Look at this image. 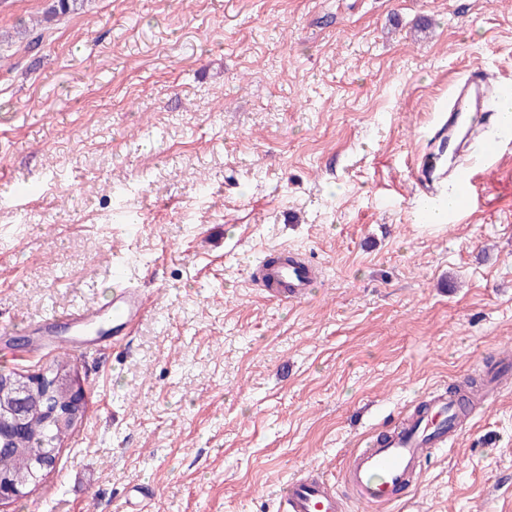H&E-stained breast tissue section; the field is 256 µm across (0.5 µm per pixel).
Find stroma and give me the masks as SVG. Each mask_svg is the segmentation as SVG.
Instances as JSON below:
<instances>
[{
  "instance_id": "stroma-1",
  "label": "stroma",
  "mask_w": 512,
  "mask_h": 512,
  "mask_svg": "<svg viewBox=\"0 0 512 512\" xmlns=\"http://www.w3.org/2000/svg\"><path fill=\"white\" fill-rule=\"evenodd\" d=\"M51 4L0 0V370L52 365L15 324L105 299L115 264L156 299L72 356L85 417L0 512H120L136 483L149 512H278L512 351V142L452 223L411 178L469 65L512 86V0ZM281 246L323 270L307 300L250 279ZM377 512H512V381Z\"/></svg>"
}]
</instances>
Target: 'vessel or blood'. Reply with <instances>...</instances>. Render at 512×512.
Listing matches in <instances>:
<instances>
[{
  "label": "vessel or blood",
  "instance_id": "obj_1",
  "mask_svg": "<svg viewBox=\"0 0 512 512\" xmlns=\"http://www.w3.org/2000/svg\"><path fill=\"white\" fill-rule=\"evenodd\" d=\"M503 88L483 63L471 64L458 81L448 100L447 114L434 131L435 139L448 148L454 162L445 172H437L429 158L416 166L419 196L437 205L444 195L461 200L470 207L474 199L473 162L470 158L473 137L454 140L461 127L475 128L489 122L491 111L486 102L500 95ZM252 275L265 287L270 298L281 302L305 298L320 281L319 267L307 258L285 266L256 264ZM117 284L105 300L55 311L38 323L43 335L49 336L50 350L65 349L76 353L86 349L87 339L98 328L111 329L113 340L132 334L147 316L148 296L136 286L123 268H116ZM456 401L446 394L429 396L424 411L407 428L385 434L357 449L345 467L343 479L354 497L362 504L381 507L393 503L419 475L423 459L435 448L446 446L458 431L454 416ZM343 505L335 488L324 478H292L282 497V512H342Z\"/></svg>",
  "mask_w": 512,
  "mask_h": 512
}]
</instances>
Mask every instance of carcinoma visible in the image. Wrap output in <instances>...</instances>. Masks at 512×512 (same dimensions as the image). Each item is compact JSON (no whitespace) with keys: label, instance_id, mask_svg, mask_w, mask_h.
I'll list each match as a JSON object with an SVG mask.
<instances>
[{"label":"carcinoma","instance_id":"1","mask_svg":"<svg viewBox=\"0 0 512 512\" xmlns=\"http://www.w3.org/2000/svg\"><path fill=\"white\" fill-rule=\"evenodd\" d=\"M83 3L84 0H53L44 21L67 15ZM69 368L68 362L59 360L45 371L25 379L29 395L23 407L24 426L0 439V480L8 484L17 476L27 478L18 495L20 499L53 469L63 439L84 417L82 409L78 420L72 421L68 415L71 397L55 384L56 375Z\"/></svg>","mask_w":512,"mask_h":512}]
</instances>
